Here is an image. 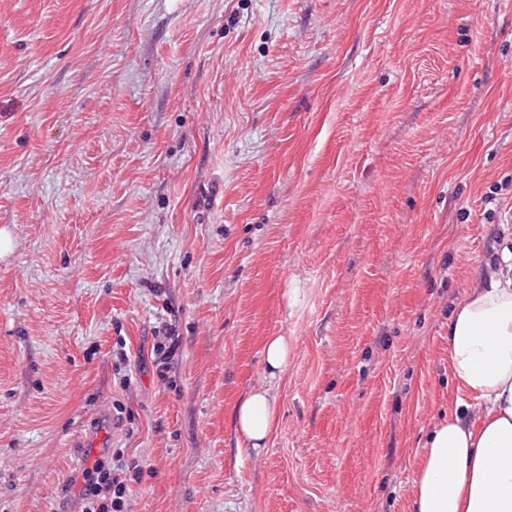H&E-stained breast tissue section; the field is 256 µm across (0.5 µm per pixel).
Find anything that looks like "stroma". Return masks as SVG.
Segmentation results:
<instances>
[{
    "mask_svg": "<svg viewBox=\"0 0 512 512\" xmlns=\"http://www.w3.org/2000/svg\"><path fill=\"white\" fill-rule=\"evenodd\" d=\"M0 227V512L113 448L131 512H412L512 249V0H0ZM178 347V336H174L172 329L166 331L163 336H154L151 357L153 354V365L161 376L167 371L170 360L175 355ZM290 343L287 336H270L263 347L265 370L270 381L275 380L288 365ZM270 385H260L242 398L234 411L236 432L249 448H264L275 421L277 403Z\"/></svg>",
    "mask_w": 512,
    "mask_h": 512,
    "instance_id": "stroma-1",
    "label": "stroma"
}]
</instances>
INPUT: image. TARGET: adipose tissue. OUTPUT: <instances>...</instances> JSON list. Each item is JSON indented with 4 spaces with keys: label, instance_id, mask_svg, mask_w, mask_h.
Instances as JSON below:
<instances>
[{
    "label": "adipose tissue",
    "instance_id": "ef3b65f1",
    "mask_svg": "<svg viewBox=\"0 0 512 512\" xmlns=\"http://www.w3.org/2000/svg\"><path fill=\"white\" fill-rule=\"evenodd\" d=\"M286 336L263 347L268 384L242 398L235 429L246 445L263 448L277 403L271 380L288 364ZM448 358L458 389L474 413L455 411L424 444L413 498L415 512H512V264L499 266L469 289L448 321Z\"/></svg>",
    "mask_w": 512,
    "mask_h": 512
}]
</instances>
